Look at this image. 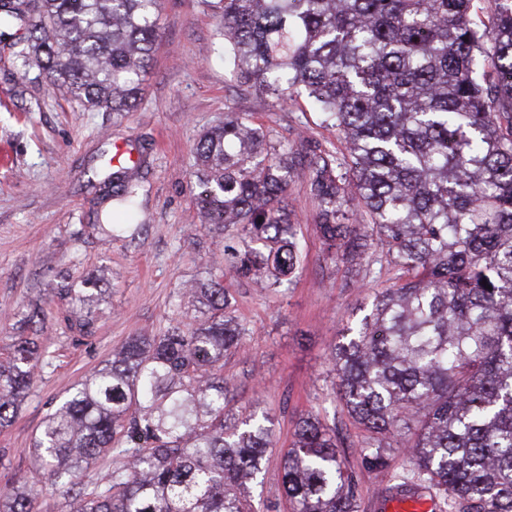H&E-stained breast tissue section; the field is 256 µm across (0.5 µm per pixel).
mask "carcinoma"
<instances>
[{
	"label": "carcinoma",
	"mask_w": 512,
	"mask_h": 512,
	"mask_svg": "<svg viewBox=\"0 0 512 512\" xmlns=\"http://www.w3.org/2000/svg\"><path fill=\"white\" fill-rule=\"evenodd\" d=\"M160 0H0V27L25 35L0 47L37 68L89 112L120 114L141 99L159 37ZM238 81L282 105L300 91L344 150L275 141L233 112L195 148L203 226L238 227L181 289L195 325L132 336L73 382L35 439V472L70 512H259L244 486L264 471L272 419H228L224 357L241 328L227 275L275 295L302 253L288 188L308 184L323 252L365 275L394 272L330 353L337 394L388 468L403 447L412 477L400 492L438 497L448 512H512V0H216ZM491 13V24L483 19ZM112 211L93 229L135 235L140 185L112 172ZM487 284H482V281ZM72 331L89 338L98 300L59 289ZM42 353L20 337L0 360V428L9 426ZM330 426L295 423L281 458L290 512H358L359 494ZM112 450L105 494L79 472ZM34 477L0 487V512H34Z\"/></svg>",
	"instance_id": "carcinoma-1"
}]
</instances>
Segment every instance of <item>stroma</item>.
<instances>
[{"label": "stroma", "instance_id": "stroma-1", "mask_svg": "<svg viewBox=\"0 0 512 512\" xmlns=\"http://www.w3.org/2000/svg\"><path fill=\"white\" fill-rule=\"evenodd\" d=\"M160 35L136 109L120 115L87 112L40 78L37 70L0 59V359L18 337H37L43 363L13 424L0 430V486L26 475L33 443L71 383L100 367L132 336H154L171 324L190 323L195 311L181 299L183 285L206 276V262L221 242H239L228 228L217 237L199 221L200 188L193 176L194 144L225 113H251L273 139L312 138L339 145L307 96L287 106L245 90L224 61L218 19L206 0H161ZM130 159L142 186L143 227L112 240L93 223L112 206L103 180L113 155ZM288 203L304 257L285 294L270 295L244 279L226 278L232 313L245 335L224 360L234 413L251 406L275 421L277 439L266 456L263 512H289L281 493L280 460L294 423L305 413L336 418L340 453L359 489V512H384L392 478L410 463L400 446L388 449L386 470L365 466L355 428L333 394L329 361L342 327L369 313L387 279L371 280L324 258L315 226L316 205L303 180L288 189ZM102 289L93 337L77 339L58 294L70 282ZM42 307L40 325L21 314Z\"/></svg>", "mask_w": 512, "mask_h": 512}]
</instances>
